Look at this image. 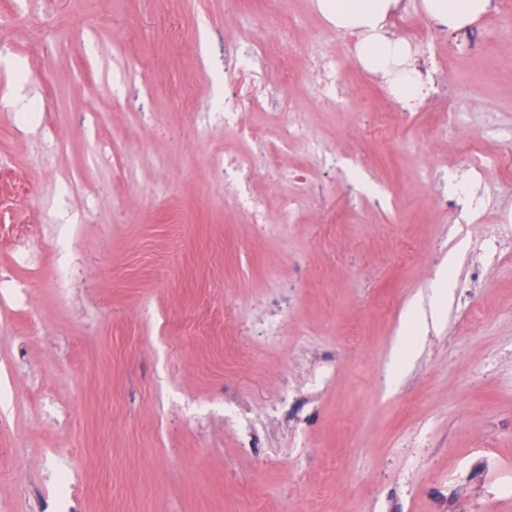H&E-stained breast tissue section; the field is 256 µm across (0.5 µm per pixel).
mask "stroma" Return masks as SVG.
Listing matches in <instances>:
<instances>
[{
  "mask_svg": "<svg viewBox=\"0 0 512 512\" xmlns=\"http://www.w3.org/2000/svg\"><path fill=\"white\" fill-rule=\"evenodd\" d=\"M283 16L287 81L265 62ZM477 33L439 45L447 97L406 108L316 0H0V268L17 230L78 227L73 295L46 239L38 329L0 305V512H462L512 469V260L474 309L434 301L512 215L496 163L512 151V32L494 10ZM252 92L253 138L276 141L270 113L297 112L313 142L280 163L326 185L275 239L224 204V156L243 140L200 120ZM365 102L390 132L356 152ZM359 159L356 184L344 169ZM469 167L485 208H436L435 177ZM276 280L289 315L271 344L252 323ZM413 304L436 310L419 329ZM286 376L314 397L289 395L238 448L225 399L265 408ZM424 426L421 454L408 443ZM480 448L497 461L482 483L449 480ZM61 468L70 486L51 481Z\"/></svg>",
  "mask_w": 512,
  "mask_h": 512,
  "instance_id": "1",
  "label": "stroma"
}]
</instances>
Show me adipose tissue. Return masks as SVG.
Listing matches in <instances>:
<instances>
[{
  "label": "adipose tissue",
  "instance_id": "obj_1",
  "mask_svg": "<svg viewBox=\"0 0 512 512\" xmlns=\"http://www.w3.org/2000/svg\"><path fill=\"white\" fill-rule=\"evenodd\" d=\"M317 6L336 29L357 39L360 65L381 76L404 104L416 101L422 81L412 68L410 49L391 36L388 26L403 0H317ZM425 13L451 31L475 24L492 10V0H422Z\"/></svg>",
  "mask_w": 512,
  "mask_h": 512
}]
</instances>
